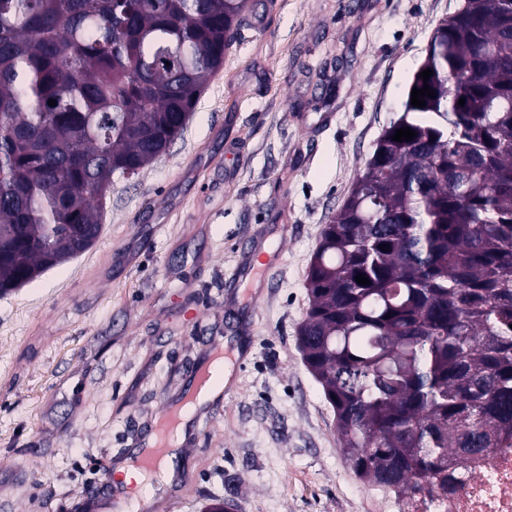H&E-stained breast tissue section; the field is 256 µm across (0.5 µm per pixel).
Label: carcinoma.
<instances>
[{"mask_svg":"<svg viewBox=\"0 0 512 512\" xmlns=\"http://www.w3.org/2000/svg\"><path fill=\"white\" fill-rule=\"evenodd\" d=\"M246 7L0 0V296L76 256L112 178L181 136ZM426 69L436 97L404 102L326 225L298 329L350 469L400 512L512 438V0H465Z\"/></svg>","mask_w":512,"mask_h":512,"instance_id":"obj_1","label":"carcinoma"}]
</instances>
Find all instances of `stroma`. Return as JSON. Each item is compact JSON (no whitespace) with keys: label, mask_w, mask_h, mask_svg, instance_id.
Returning a JSON list of instances; mask_svg holds the SVG:
<instances>
[{"label":"stroma","mask_w":512,"mask_h":512,"mask_svg":"<svg viewBox=\"0 0 512 512\" xmlns=\"http://www.w3.org/2000/svg\"><path fill=\"white\" fill-rule=\"evenodd\" d=\"M464 0H250L187 127L97 242L0 297V512H89L214 339L230 383L138 512H400L351 471L297 330L322 229Z\"/></svg>","instance_id":"stroma-1"}]
</instances>
